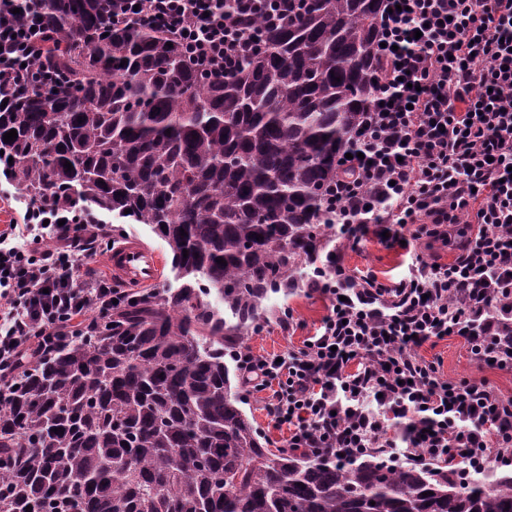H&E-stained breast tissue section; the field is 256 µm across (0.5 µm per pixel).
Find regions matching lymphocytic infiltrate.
Masks as SVG:
<instances>
[{
	"label": "lymphocytic infiltrate",
	"instance_id": "lymphocytic-infiltrate-1",
	"mask_svg": "<svg viewBox=\"0 0 512 512\" xmlns=\"http://www.w3.org/2000/svg\"><path fill=\"white\" fill-rule=\"evenodd\" d=\"M377 57L384 70L358 157L340 158L338 235L403 248L389 281L354 277L342 255L323 283L328 313L302 347L240 353L246 392H268L288 450L352 458L376 452L476 467L512 465V399L484 381L444 379L420 353L463 338L481 363L512 369V0H387ZM297 0H112L113 26H145L178 43L200 74L224 77L261 47L249 20L287 24ZM47 40L39 12L0 6V102L55 88L33 68ZM469 218L453 263L433 265L415 240H447ZM102 224L51 205L0 230V381L94 328V315L135 299L81 269L109 244Z\"/></svg>",
	"mask_w": 512,
	"mask_h": 512
}]
</instances>
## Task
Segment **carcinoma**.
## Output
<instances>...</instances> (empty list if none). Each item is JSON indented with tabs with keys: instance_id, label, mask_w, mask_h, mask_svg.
Segmentation results:
<instances>
[{
	"instance_id": "carcinoma-1",
	"label": "carcinoma",
	"mask_w": 512,
	"mask_h": 512,
	"mask_svg": "<svg viewBox=\"0 0 512 512\" xmlns=\"http://www.w3.org/2000/svg\"><path fill=\"white\" fill-rule=\"evenodd\" d=\"M32 2L53 44L33 67L67 83L0 110V175L29 206L147 225L181 285L0 388V512H512V475L272 450L231 378L269 293L329 272L326 200L381 72L384 0H303L224 79L112 27L109 0Z\"/></svg>"
}]
</instances>
